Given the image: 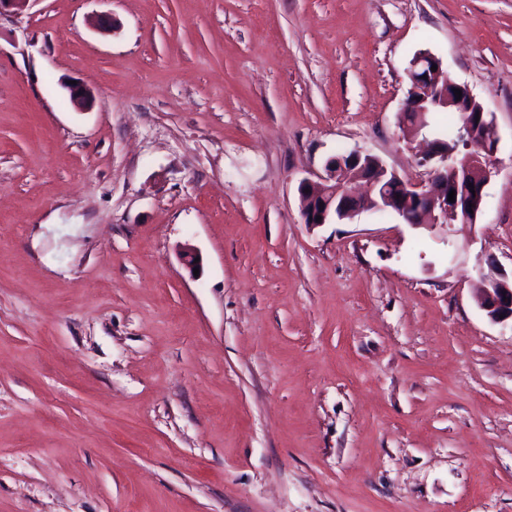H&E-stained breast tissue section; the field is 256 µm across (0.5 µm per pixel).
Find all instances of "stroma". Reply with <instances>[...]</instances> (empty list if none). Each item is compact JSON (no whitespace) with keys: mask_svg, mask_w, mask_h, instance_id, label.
I'll return each instance as SVG.
<instances>
[{"mask_svg":"<svg viewBox=\"0 0 512 512\" xmlns=\"http://www.w3.org/2000/svg\"><path fill=\"white\" fill-rule=\"evenodd\" d=\"M420 52L496 118L476 224H304L298 185L338 152L422 178L398 125ZM493 263L512 0L0 13V512H512Z\"/></svg>","mask_w":512,"mask_h":512,"instance_id":"stroma-1","label":"stroma"}]
</instances>
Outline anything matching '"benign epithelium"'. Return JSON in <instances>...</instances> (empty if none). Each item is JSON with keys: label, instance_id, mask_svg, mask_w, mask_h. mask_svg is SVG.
<instances>
[{"label": "benign epithelium", "instance_id": "obj_1", "mask_svg": "<svg viewBox=\"0 0 512 512\" xmlns=\"http://www.w3.org/2000/svg\"><path fill=\"white\" fill-rule=\"evenodd\" d=\"M436 71H431L432 66ZM425 72L427 79L440 80L452 85L442 63L429 53H420L411 61L408 78L415 83L418 73ZM427 98L406 99L402 124L409 135L420 134L422 126L419 120L411 121L406 113L417 111L423 115L420 105ZM477 125L482 135L475 137L467 133L461 137L463 150L454 158L456 180L468 181L471 171L480 169L482 184L480 188L455 191V201H448V151L441 143L434 141L428 153L421 157L419 166L425 168L426 181H411L402 178L388 169L383 162L372 167L370 161L375 156L360 150H353L348 159L331 157L324 164V173L318 181L304 179L298 187L301 216L303 223L311 226L323 224H343L353 220L363 212L377 209H391L394 215L404 223L411 225L475 224L481 213L484 189L495 173L494 157L498 151L500 137L494 116L480 109ZM384 188H379L382 182ZM201 253L191 244L179 248V259L185 269L192 272L201 268ZM484 287L478 297V305L486 317L493 323L503 324L512 321V279L499 269L481 276Z\"/></svg>", "mask_w": 512, "mask_h": 512}]
</instances>
